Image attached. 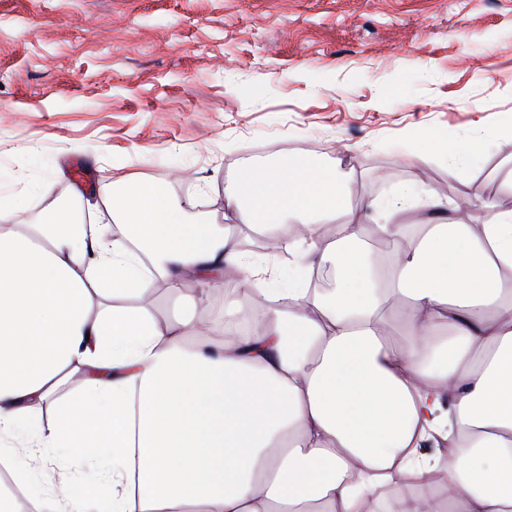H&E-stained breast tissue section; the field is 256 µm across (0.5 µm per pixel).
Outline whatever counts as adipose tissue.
<instances>
[{
	"mask_svg": "<svg viewBox=\"0 0 512 512\" xmlns=\"http://www.w3.org/2000/svg\"><path fill=\"white\" fill-rule=\"evenodd\" d=\"M350 194L313 156L240 168L220 224L145 181L106 198L109 225L57 204L20 222L19 197L1 194L0 463L87 448L99 470L43 497L16 467L30 502L367 512L382 484L425 475L428 493H396L385 512H512V210L409 236L406 209H378L369 226ZM294 224L306 233L292 240ZM242 225L290 242L296 271L241 251ZM371 233L394 241L388 273ZM326 267L332 291L310 288ZM232 273L275 302L247 335H224L246 312L233 299L205 326L192 313L159 323L142 302L189 274L223 288Z\"/></svg>",
	"mask_w": 512,
	"mask_h": 512,
	"instance_id": "1",
	"label": "adipose tissue"
}]
</instances>
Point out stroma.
<instances>
[{
    "instance_id": "35a3bbf8",
    "label": "stroma",
    "mask_w": 512,
    "mask_h": 512,
    "mask_svg": "<svg viewBox=\"0 0 512 512\" xmlns=\"http://www.w3.org/2000/svg\"><path fill=\"white\" fill-rule=\"evenodd\" d=\"M306 156L355 207L512 208V0H0L17 219L140 180L220 222L241 166Z\"/></svg>"
}]
</instances>
